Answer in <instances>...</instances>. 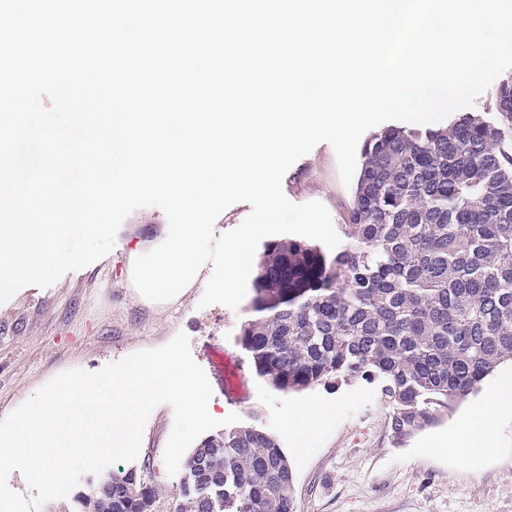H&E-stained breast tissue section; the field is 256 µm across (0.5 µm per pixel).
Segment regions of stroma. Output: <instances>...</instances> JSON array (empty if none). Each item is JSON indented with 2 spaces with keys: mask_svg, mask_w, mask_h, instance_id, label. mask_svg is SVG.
<instances>
[{
  "mask_svg": "<svg viewBox=\"0 0 512 512\" xmlns=\"http://www.w3.org/2000/svg\"><path fill=\"white\" fill-rule=\"evenodd\" d=\"M285 196L302 204L322 202L334 226L347 220L353 187L339 177L333 147L318 144L282 180ZM167 222L157 207L134 211L121 225L113 250L94 264L61 277L46 289L28 286L0 303V419L69 369L95 372L135 352L157 348L178 333L213 390L210 413H237L242 424L273 435L294 465L296 512H512V408L495 418L496 445L460 463L441 448L457 422L481 405L491 386L440 411L436 424L395 441L393 412L379 381L361 380L300 393L271 388L257 376L240 345L241 310L200 307L203 285L177 304L137 301L128 281L129 255L154 240ZM312 400L333 418L309 447L285 427L298 403ZM174 421L170 405L151 412L136 460L126 470L161 492L160 512H171L182 475H168L163 453Z\"/></svg>",
  "mask_w": 512,
  "mask_h": 512,
  "instance_id": "1",
  "label": "stroma"
}]
</instances>
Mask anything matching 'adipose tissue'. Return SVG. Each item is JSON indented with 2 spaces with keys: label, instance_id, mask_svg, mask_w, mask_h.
Here are the masks:
<instances>
[{
  "label": "adipose tissue",
  "instance_id": "1",
  "mask_svg": "<svg viewBox=\"0 0 512 512\" xmlns=\"http://www.w3.org/2000/svg\"><path fill=\"white\" fill-rule=\"evenodd\" d=\"M512 406V371L502 373L485 405L462 420L458 426L459 448L465 452L492 450L495 413Z\"/></svg>",
  "mask_w": 512,
  "mask_h": 512
}]
</instances>
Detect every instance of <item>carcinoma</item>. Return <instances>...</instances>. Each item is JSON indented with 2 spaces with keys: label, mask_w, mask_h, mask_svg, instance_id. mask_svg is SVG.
I'll return each instance as SVG.
<instances>
[{
  "label": "carcinoma",
  "mask_w": 512,
  "mask_h": 512,
  "mask_svg": "<svg viewBox=\"0 0 512 512\" xmlns=\"http://www.w3.org/2000/svg\"><path fill=\"white\" fill-rule=\"evenodd\" d=\"M489 110L373 135L344 244L264 250L238 338L272 388L379 379L401 441L512 360V75ZM293 480L274 436L240 426L190 451L173 512H294ZM104 481L83 512H155L156 486Z\"/></svg>",
  "instance_id": "1"
}]
</instances>
